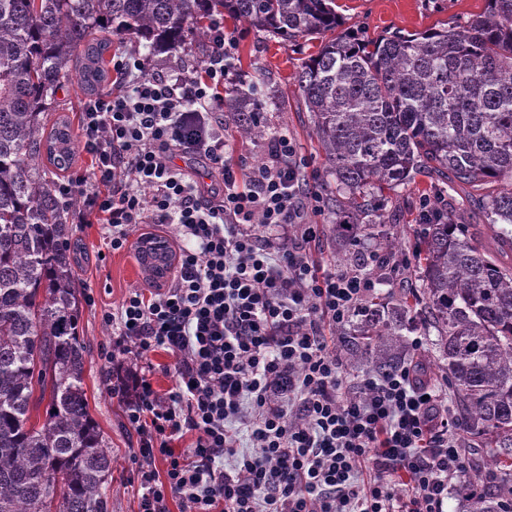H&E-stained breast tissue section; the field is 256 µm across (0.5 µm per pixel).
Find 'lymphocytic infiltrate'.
<instances>
[{
  "label": "lymphocytic infiltrate",
  "instance_id": "f902f5d3",
  "mask_svg": "<svg viewBox=\"0 0 512 512\" xmlns=\"http://www.w3.org/2000/svg\"><path fill=\"white\" fill-rule=\"evenodd\" d=\"M210 29L201 68L156 72L136 52L114 63L120 91L82 107L92 170L59 188L83 197V222L104 225L112 251L130 249L138 224L167 226L180 246L169 282L131 291L110 318L112 360L136 366L112 394L137 435L139 512L173 500L183 512H445L468 470L447 392L403 365L347 394L326 334L374 293L376 270L400 263L370 253L367 274L317 263L309 216L322 195L296 143L273 136L250 168L216 129L236 41L223 22ZM178 155L201 161L203 178ZM159 350L176 369L163 394L149 377ZM235 423L256 451L238 448Z\"/></svg>",
  "mask_w": 512,
  "mask_h": 512
}]
</instances>
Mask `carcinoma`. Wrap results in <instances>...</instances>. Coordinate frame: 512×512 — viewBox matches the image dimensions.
I'll return each instance as SVG.
<instances>
[{
	"label": "carcinoma",
	"mask_w": 512,
	"mask_h": 512,
	"mask_svg": "<svg viewBox=\"0 0 512 512\" xmlns=\"http://www.w3.org/2000/svg\"><path fill=\"white\" fill-rule=\"evenodd\" d=\"M450 26L377 37L344 28L336 0H0V512H109L112 451L83 388L75 245L54 177L77 148L71 124L45 113L77 82H109L110 36L135 34L176 50L232 15L297 42L330 34L296 74L335 207L336 249L363 268L361 248L386 217L374 198L424 173H450L480 192L486 224L512 246V0ZM239 133L262 138L264 105L250 84L224 91ZM415 271L436 369L452 389L463 440L485 445L461 480L465 512H512V266L448 208L423 224ZM412 309L368 300L340 332L353 368L390 372L412 359ZM50 394L30 423L35 390Z\"/></svg>",
	"instance_id": "obj_1"
}]
</instances>
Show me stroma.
Instances as JSON below:
<instances>
[{"instance_id":"1","label":"stroma","mask_w":512,"mask_h":512,"mask_svg":"<svg viewBox=\"0 0 512 512\" xmlns=\"http://www.w3.org/2000/svg\"><path fill=\"white\" fill-rule=\"evenodd\" d=\"M347 26L374 36L395 29L422 31L440 23L464 21L482 13L485 0H336ZM224 33L235 38L234 74L237 81L255 83L257 96L265 105V118L272 134H286L297 144L305 159L306 179L323 186L326 174L317 151L310 117L306 111L296 72L302 58L315 53L320 38L294 44L250 28L243 21L224 17ZM187 50L170 51L151 47L142 38L130 35L112 40L115 57L136 52L147 58L152 69L176 72L202 63L209 46L188 38ZM441 201L453 206L464 223L478 225L483 243L492 250L501 241L493 229L485 226L478 197L454 179L417 176L415 183L395 192H384L375 205L391 222L390 231L400 254H410L417 236L421 199ZM73 234L85 255L74 269L79 288L78 329L88 350L84 390L89 411L112 448V482L109 490L110 512H137L135 487L128 477L134 466L131 450L137 436L126 425L125 406L108 391L118 368L112 367V326L108 313L116 310L135 289H148L149 282L137 273L133 251L114 253L103 243L104 229L99 224L80 223L77 213H70Z\"/></svg>"}]
</instances>
